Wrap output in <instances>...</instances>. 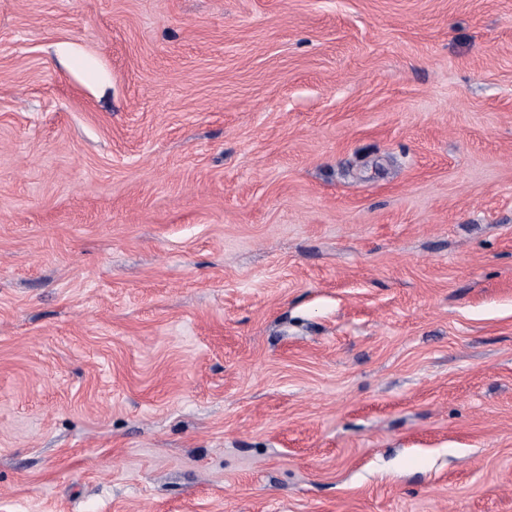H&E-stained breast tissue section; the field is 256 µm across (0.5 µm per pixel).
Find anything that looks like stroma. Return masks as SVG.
<instances>
[{
	"instance_id": "1",
	"label": "stroma",
	"mask_w": 512,
	"mask_h": 512,
	"mask_svg": "<svg viewBox=\"0 0 512 512\" xmlns=\"http://www.w3.org/2000/svg\"><path fill=\"white\" fill-rule=\"evenodd\" d=\"M0 512H512V0H0Z\"/></svg>"
}]
</instances>
